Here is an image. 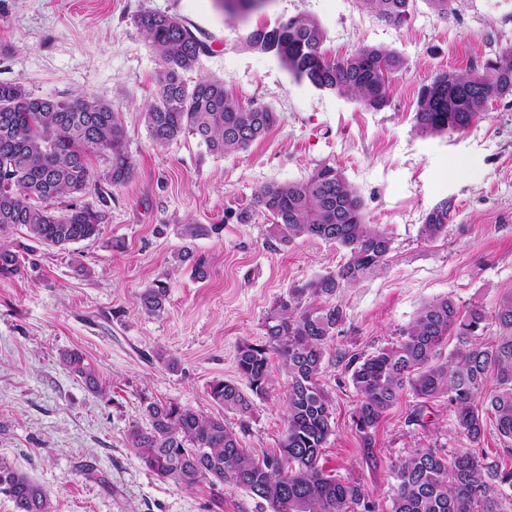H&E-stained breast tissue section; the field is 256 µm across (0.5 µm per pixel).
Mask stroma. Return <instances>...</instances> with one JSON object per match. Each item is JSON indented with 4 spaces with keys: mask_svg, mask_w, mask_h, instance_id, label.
I'll use <instances>...</instances> for the list:
<instances>
[{
    "mask_svg": "<svg viewBox=\"0 0 512 512\" xmlns=\"http://www.w3.org/2000/svg\"><path fill=\"white\" fill-rule=\"evenodd\" d=\"M439 17L426 0L401 26L360 9L357 0H270L247 21L225 16L216 0H0V80L34 97L94 96L111 103L128 134L130 178L110 180L111 160L91 155L94 178L81 197L103 215L100 235L63 248L32 246L25 227L7 237L31 253L22 275L0 280V458L49 492L51 512H269L232 483L185 488L154 474L125 441L146 425L143 399L176 401L223 415L255 458L278 451L285 433L288 374L270 355L269 393L250 416L222 411L213 381L237 379L241 343H264L267 314L292 285L336 272L345 253L335 243L282 244L256 205L260 187L299 181L328 161L364 202L367 223L393 239L387 267L335 298L344 320L327 343L320 382L333 408L319 466L364 487L376 512H390L392 466L417 448L468 447L447 404L429 403L425 425L409 417L403 392L381 418L372 447L351 419L358 401L343 356L394 344L419 308L448 295L460 307L494 309L512 290V95L489 102L468 129L424 135L414 126L418 92L436 74L483 66L512 48V0H455ZM174 14L204 33L187 81L223 80L239 102L270 106L277 123L247 150L219 155L191 136L155 145L144 112L156 97L155 56L138 21ZM298 14L315 18L331 59L361 45L400 53L390 104L374 111L349 97L296 80L270 54L250 49L247 33ZM450 205L446 232L426 241L419 230L439 202ZM252 212L249 223L236 219ZM217 224L220 233L186 241L182 224ZM203 259L198 279L183 250ZM162 280L165 311L145 314L138 296ZM81 351L107 393L98 396L61 364ZM176 357L172 372L157 350Z\"/></svg>",
    "mask_w": 512,
    "mask_h": 512,
    "instance_id": "35a3bbf8",
    "label": "stroma"
}]
</instances>
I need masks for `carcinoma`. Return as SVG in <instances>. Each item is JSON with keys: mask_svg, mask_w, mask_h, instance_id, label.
Returning <instances> with one entry per match:
<instances>
[{"mask_svg": "<svg viewBox=\"0 0 512 512\" xmlns=\"http://www.w3.org/2000/svg\"><path fill=\"white\" fill-rule=\"evenodd\" d=\"M225 15L239 19L265 7L267 0H218ZM385 22L407 21L413 0H358ZM139 27L158 62L157 98L145 112L152 141L159 145L191 135L215 154L247 149L277 122L276 113L257 102L242 104L213 76L190 84L184 78L208 44L184 22L168 13H150ZM324 30L313 17L297 15L246 36L252 49L271 53L298 81L316 89L349 95L367 109L380 111L390 103L393 74L405 61L382 46L356 48L340 59L322 52ZM512 94V49L488 63V71L450 70L421 86L414 115L422 134L455 133L481 119L488 102ZM127 131L112 104L95 97L75 100L31 97L17 82L0 81V238L17 226L45 246L63 247L95 238L101 212L78 202L92 182L88 163L92 151L112 157V183L125 182L132 170ZM69 197L68 211L56 214L37 200ZM256 203L273 217L272 235L284 244L299 238L334 242L346 254L336 272L298 284L279 300L264 322L263 344L238 346L236 369L253 395L268 392V355L277 354L288 373L286 429L279 453L253 458L242 448L224 417L175 401L143 400L148 427L127 430L128 447L162 479L191 488L230 482L264 501L270 512H375L363 486L340 481L319 468V454L331 432V404L320 383L327 341L344 319L340 305L313 306L309 298L336 296L364 277L386 268L392 238L365 221L363 201L334 164L322 163L302 181L263 186ZM444 201L420 227L425 240L441 236L448 223ZM216 224H182L186 240L208 236ZM23 256L0 241V279L17 276ZM168 284L156 280L142 290L139 303L148 315L165 310ZM493 340L484 341L489 326ZM458 347L441 361L448 337ZM62 364L86 388L99 394L96 369L76 349L61 353ZM353 386L360 396L352 416L363 447L371 448L372 430L384 413L409 390L418 398L411 421L423 423L428 402L443 397L455 428L472 443L484 435V413L493 414L499 436L512 441V292L495 309L480 305L461 309L450 296L424 304L401 331L397 342L371 356H349ZM209 396L225 410L241 416L253 402L234 381L215 380ZM391 512H503L498 490L512 488V468L487 461L471 448L443 453L417 448L394 469ZM0 494L14 512H51L48 490L26 472L0 458Z\"/></svg>", "mask_w": 512, "mask_h": 512, "instance_id": "obj_1", "label": "carcinoma"}]
</instances>
